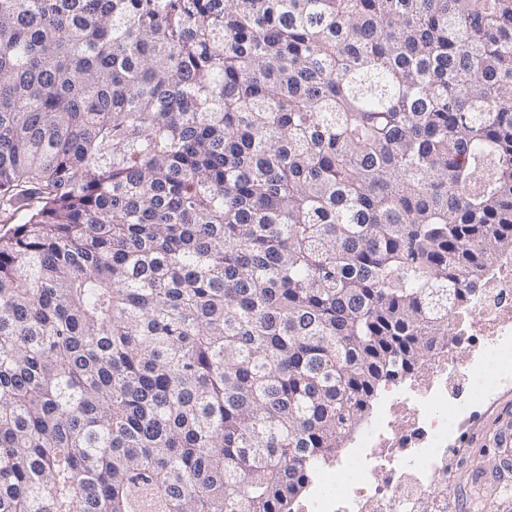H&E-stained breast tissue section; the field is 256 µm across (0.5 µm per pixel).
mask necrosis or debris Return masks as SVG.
<instances>
[{
	"label": "necrosis or debris",
	"mask_w": 512,
	"mask_h": 512,
	"mask_svg": "<svg viewBox=\"0 0 512 512\" xmlns=\"http://www.w3.org/2000/svg\"><path fill=\"white\" fill-rule=\"evenodd\" d=\"M449 339L411 377L384 385L375 414L338 467L318 475L299 512H448L450 434L467 423L461 402L512 378V252L448 317Z\"/></svg>",
	"instance_id": "obj_1"
}]
</instances>
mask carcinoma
I'll list each match as a JSON object with an SVG mask.
<instances>
[{"label":"carcinoma","mask_w":512,"mask_h":512,"mask_svg":"<svg viewBox=\"0 0 512 512\" xmlns=\"http://www.w3.org/2000/svg\"><path fill=\"white\" fill-rule=\"evenodd\" d=\"M0 512H295L512 251V0H0Z\"/></svg>","instance_id":"obj_1"}]
</instances>
